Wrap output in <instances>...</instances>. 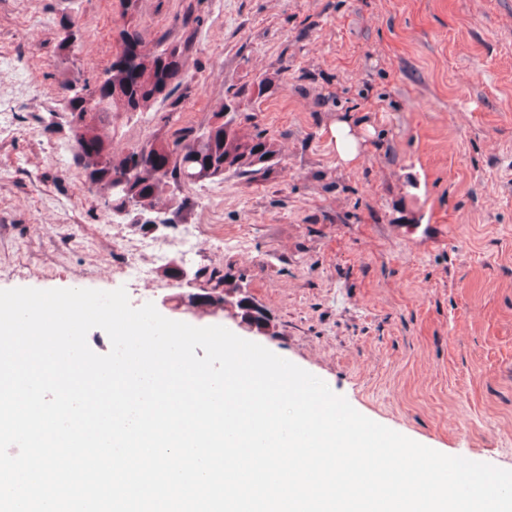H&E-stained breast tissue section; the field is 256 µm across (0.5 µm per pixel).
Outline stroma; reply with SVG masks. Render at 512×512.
I'll list each match as a JSON object with an SVG mask.
<instances>
[{
    "label": "stroma",
    "mask_w": 512,
    "mask_h": 512,
    "mask_svg": "<svg viewBox=\"0 0 512 512\" xmlns=\"http://www.w3.org/2000/svg\"><path fill=\"white\" fill-rule=\"evenodd\" d=\"M63 14L82 34L66 61ZM185 15L195 118L177 128L206 125L228 87L272 81L243 102L237 132H264L274 157L221 182L237 244L200 251L199 283L224 274L272 326L258 344L364 416L512 470V0H0V52L58 101L65 72L109 65L94 34L116 48L133 22L150 50ZM44 118L18 100L0 139V289L123 287L91 261L112 250V227L82 175L52 161ZM160 118L100 132L118 153ZM339 121L362 139L357 162L336 154ZM65 218L71 234L56 237Z\"/></svg>",
    "instance_id": "stroma-1"
}]
</instances>
